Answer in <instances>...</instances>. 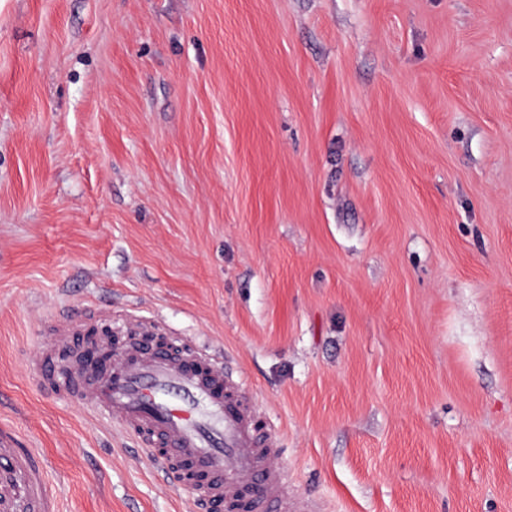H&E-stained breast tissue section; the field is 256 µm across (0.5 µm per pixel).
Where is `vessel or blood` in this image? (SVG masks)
<instances>
[{
	"instance_id": "obj_1",
	"label": "vessel or blood",
	"mask_w": 512,
	"mask_h": 512,
	"mask_svg": "<svg viewBox=\"0 0 512 512\" xmlns=\"http://www.w3.org/2000/svg\"><path fill=\"white\" fill-rule=\"evenodd\" d=\"M125 318L146 335L168 336L182 356L156 346L131 349L103 378L74 364L56 369L57 354L79 329L78 318L67 315L28 365L42 390L111 413L158 474L201 489L206 512H315L312 503L288 496L280 443L273 434L258 433L256 408L238 396L223 360L168 335L159 322L131 312ZM0 512H58L42 455L6 428L0 429Z\"/></svg>"
}]
</instances>
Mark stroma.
<instances>
[{"instance_id": "1", "label": "stroma", "mask_w": 512, "mask_h": 512, "mask_svg": "<svg viewBox=\"0 0 512 512\" xmlns=\"http://www.w3.org/2000/svg\"><path fill=\"white\" fill-rule=\"evenodd\" d=\"M111 309L319 512H512V0H0V427L59 512H193L29 374Z\"/></svg>"}]
</instances>
